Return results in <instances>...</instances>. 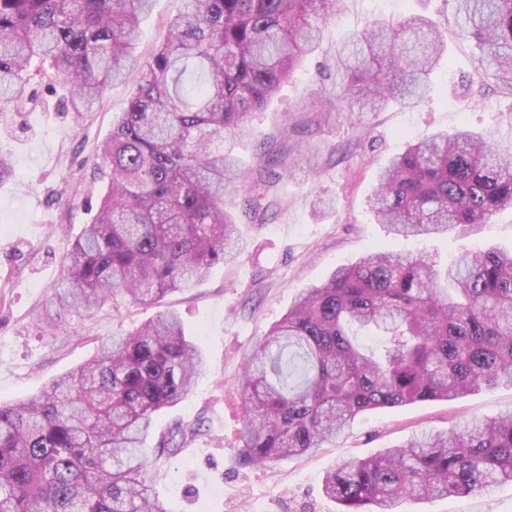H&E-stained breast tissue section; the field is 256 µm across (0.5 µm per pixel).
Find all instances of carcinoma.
I'll use <instances>...</instances> for the list:
<instances>
[{"label": "carcinoma", "instance_id": "obj_1", "mask_svg": "<svg viewBox=\"0 0 512 512\" xmlns=\"http://www.w3.org/2000/svg\"><path fill=\"white\" fill-rule=\"evenodd\" d=\"M343 0H185L139 67L112 126L92 223L64 258L60 306L108 296L154 305L241 252L231 211L261 224L288 176L278 152L239 169L237 136L315 50ZM153 0H0V106L19 107L36 78L72 90L80 117L127 77ZM448 30L410 14L375 19L336 46V78L363 112L426 89L448 32L480 49L476 71L512 88V0H449ZM512 208V142L460 128L411 143L382 169L378 223L398 236L485 224ZM205 359L165 311L39 394L0 402V512H167L145 444L154 415L181 403ZM512 386V254L466 251L443 271L423 253L370 252L310 288L246 357L242 461L304 455L360 415L482 387ZM190 426L162 440L182 447ZM512 482V410L328 471L342 512H401L410 499L481 493Z\"/></svg>", "mask_w": 512, "mask_h": 512}]
</instances>
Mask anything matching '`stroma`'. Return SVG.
<instances>
[{
  "label": "stroma",
  "instance_id": "obj_1",
  "mask_svg": "<svg viewBox=\"0 0 512 512\" xmlns=\"http://www.w3.org/2000/svg\"><path fill=\"white\" fill-rule=\"evenodd\" d=\"M183 0H154L134 50L147 59ZM447 0H344L318 49L282 84L268 108L249 119L252 135L236 149L244 167L262 150L303 153L272 192L265 223L238 215L241 254L214 267L196 287L164 297L161 306L104 300L88 315L60 308L53 293L63 258L91 223L101 200L100 146L128 106L131 83L108 88L94 111L74 119L70 94L58 81L36 82V105L0 109V401L38 393L89 360L113 337L135 331L159 310L182 319L207 371L180 404L159 412L147 442L153 484L168 512H340L323 497L322 479L342 461L364 458L424 431H444L472 417L512 409V387L485 388L454 401H428L359 416L352 428L311 455L264 464L240 461L239 381L244 358L307 288L373 251L429 255L444 266L465 250L512 254V208L486 224H463L443 236L405 239L375 220L371 196L379 166L409 142L466 127L512 135V89L475 72L478 49L455 35L417 102L381 112H352L332 67L337 44L374 18L424 14L447 26ZM179 422L198 431L178 453L158 434ZM406 512H512V482L490 491L410 501Z\"/></svg>",
  "mask_w": 512,
  "mask_h": 512
}]
</instances>
